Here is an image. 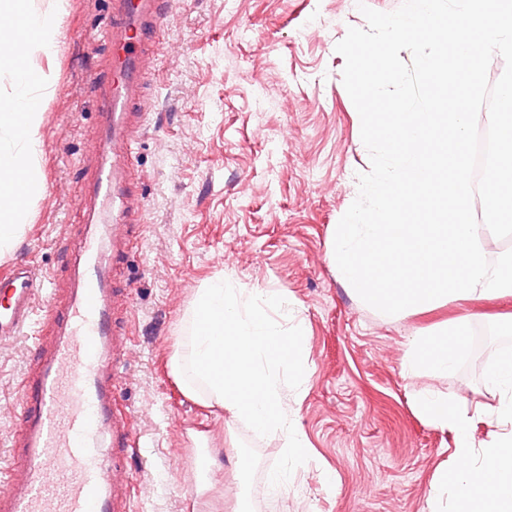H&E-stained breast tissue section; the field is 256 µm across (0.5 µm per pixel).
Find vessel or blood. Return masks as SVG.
<instances>
[{"label": "vessel or blood", "instance_id": "obj_1", "mask_svg": "<svg viewBox=\"0 0 512 512\" xmlns=\"http://www.w3.org/2000/svg\"><path fill=\"white\" fill-rule=\"evenodd\" d=\"M170 0H110L112 54L99 80V136L85 162V223L61 243L63 295L44 293L26 261L0 272V339L22 335L42 313L50 342L18 385L19 423L0 466V512H127L121 491L138 453L131 417L115 396L127 330L116 316L114 268L133 244L130 158L148 102L143 63Z\"/></svg>", "mask_w": 512, "mask_h": 512}]
</instances>
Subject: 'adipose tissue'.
<instances>
[{
  "instance_id": "ef3b65f1",
  "label": "adipose tissue",
  "mask_w": 512,
  "mask_h": 512,
  "mask_svg": "<svg viewBox=\"0 0 512 512\" xmlns=\"http://www.w3.org/2000/svg\"><path fill=\"white\" fill-rule=\"evenodd\" d=\"M17 83L18 95L9 100L8 111L0 113V134L10 136L17 144L16 150L0 151V189L15 186L25 197L33 189L31 175L39 162L36 131L40 114L29 99L28 76L19 74ZM468 331L469 319L463 316L450 321L439 335L410 337L403 362L405 375L415 378L429 372L447 376L463 351ZM486 380L504 390L496 416L511 429L479 450L469 435L474 414L464 403L449 401L447 396L430 390L413 396L418 412L455 439L454 465L438 474L432 485L434 501L450 499L455 512H512V358L490 366Z\"/></svg>"
}]
</instances>
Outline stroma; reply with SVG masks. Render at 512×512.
<instances>
[{
  "mask_svg": "<svg viewBox=\"0 0 512 512\" xmlns=\"http://www.w3.org/2000/svg\"><path fill=\"white\" fill-rule=\"evenodd\" d=\"M54 2L22 3L56 14L52 48L28 40L21 53L0 50V102L13 96L18 71L37 78L42 184L0 268L20 259L61 267L59 244L84 221L79 159L98 134L93 73L111 53L99 31L106 5ZM366 25L356 0H176L164 19L146 82L152 110L132 161L142 222L117 270L130 287L121 304L130 336L116 397L141 443L130 512H182L201 456L213 469L198 512L240 497L250 512H429L433 479L450 467L455 443L418 413L414 393L498 401L484 373L512 354V341L465 352L445 377L411 379L402 363L410 336L460 315L474 332L512 328V296L386 315L330 266L332 226L370 169L335 46ZM219 274L286 291L288 322L306 338L307 380L286 390L285 403L310 458L277 494L263 485L281 441L203 405L176 367L196 292ZM45 334L39 324L0 343V455L19 417L17 382Z\"/></svg>",
  "mask_w": 512,
  "mask_h": 512,
  "instance_id": "obj_1",
  "label": "stroma"
}]
</instances>
